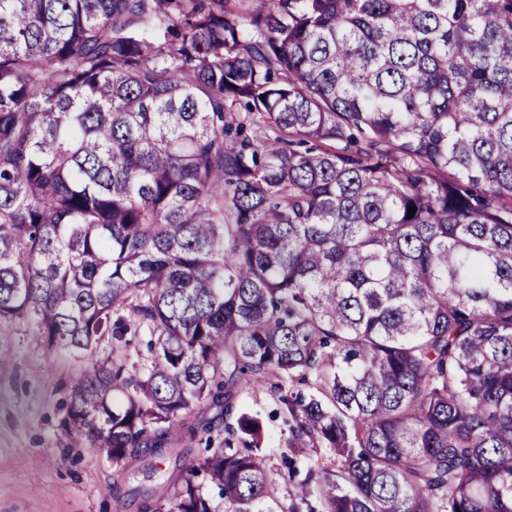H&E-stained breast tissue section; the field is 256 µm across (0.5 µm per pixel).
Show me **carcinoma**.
I'll return each mask as SVG.
<instances>
[{
  "label": "carcinoma",
  "mask_w": 512,
  "mask_h": 512,
  "mask_svg": "<svg viewBox=\"0 0 512 512\" xmlns=\"http://www.w3.org/2000/svg\"><path fill=\"white\" fill-rule=\"evenodd\" d=\"M243 2L0 0V323L111 338L60 433L167 512H295L224 422L273 379L302 503L512 512V0ZM128 338H132V340L131 344L125 348V355L127 357L126 363L130 373L134 374L136 369L144 364L150 357V352L146 345L150 336H128Z\"/></svg>",
  "instance_id": "cac0c4a2"
}]
</instances>
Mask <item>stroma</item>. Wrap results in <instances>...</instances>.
<instances>
[{"label":"stroma","instance_id":"35a3bbf8","mask_svg":"<svg viewBox=\"0 0 512 512\" xmlns=\"http://www.w3.org/2000/svg\"><path fill=\"white\" fill-rule=\"evenodd\" d=\"M102 340L82 355L49 352L33 336L27 321L0 324V512H139L137 490L142 486L172 494V465L133 462L123 470L126 494L115 498V467L102 450L90 448L83 434L59 439L74 378L102 361L111 351ZM280 394L270 382L252 384L238 401L241 411L262 426L261 448L268 468L279 475L283 505L294 503L296 479L283 465L288 427ZM67 465H60V455Z\"/></svg>","mask_w":512,"mask_h":512}]
</instances>
